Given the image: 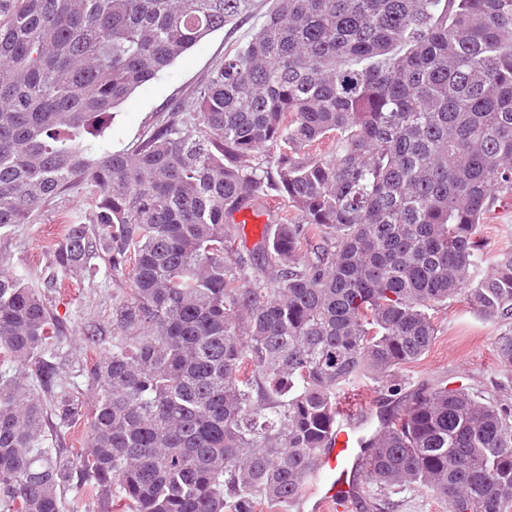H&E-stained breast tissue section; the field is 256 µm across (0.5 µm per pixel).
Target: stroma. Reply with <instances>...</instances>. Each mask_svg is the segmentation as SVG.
I'll return each mask as SVG.
<instances>
[{"mask_svg": "<svg viewBox=\"0 0 512 512\" xmlns=\"http://www.w3.org/2000/svg\"><path fill=\"white\" fill-rule=\"evenodd\" d=\"M270 4L271 0H253L248 19L208 35L166 70L138 87L101 126L95 145L110 152L135 148L168 109L191 95L228 52L251 39ZM277 208V198H265L254 207L257 222L240 225L235 245L244 257H251L263 231L274 223ZM88 211L86 191L78 187L56 198L32 223L1 229L0 269L22 276L26 282L42 283L50 273L46 263L48 245L59 237L65 220H83ZM481 232L488 242L478 263L483 269L498 249L512 245V200L492 207ZM113 291L112 280L102 269L91 277L74 275L60 293L50 294L54 313L69 324L66 348L73 357H83L88 348L83 334L85 326L95 325L104 334H111ZM432 316L436 339L420 361L403 369L407 388L444 383L452 388L464 385L484 394L500 387L512 392V371L501 367L495 354L498 326L483 321L461 298L434 310Z\"/></svg>", "mask_w": 512, "mask_h": 512, "instance_id": "35a3bbf8", "label": "stroma"}]
</instances>
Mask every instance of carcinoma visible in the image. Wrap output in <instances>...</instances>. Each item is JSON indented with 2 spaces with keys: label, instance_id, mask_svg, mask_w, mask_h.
Returning a JSON list of instances; mask_svg holds the SVG:
<instances>
[{
  "label": "carcinoma",
  "instance_id": "1",
  "mask_svg": "<svg viewBox=\"0 0 512 512\" xmlns=\"http://www.w3.org/2000/svg\"><path fill=\"white\" fill-rule=\"evenodd\" d=\"M251 3L0 0V230L81 185L89 223L46 289L95 259L122 289L112 351L72 362L45 293L0 271V512H65L70 489L97 512L285 510L353 379L395 403L370 482L509 512L508 394L408 392L402 370L461 295L512 370V249L473 276L512 195V0H275L132 152L88 158L99 121ZM271 191L249 263L230 219ZM82 421L86 447L60 446Z\"/></svg>",
  "mask_w": 512,
  "mask_h": 512
}]
</instances>
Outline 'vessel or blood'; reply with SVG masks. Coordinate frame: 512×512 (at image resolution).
Returning a JSON list of instances; mask_svg holds the SVG:
<instances>
[{"label":"vessel or blood","mask_w":512,"mask_h":512,"mask_svg":"<svg viewBox=\"0 0 512 512\" xmlns=\"http://www.w3.org/2000/svg\"><path fill=\"white\" fill-rule=\"evenodd\" d=\"M375 424L368 406L337 416L306 496L311 512H348L357 488L370 478L365 446Z\"/></svg>","instance_id":"b4317fda"}]
</instances>
